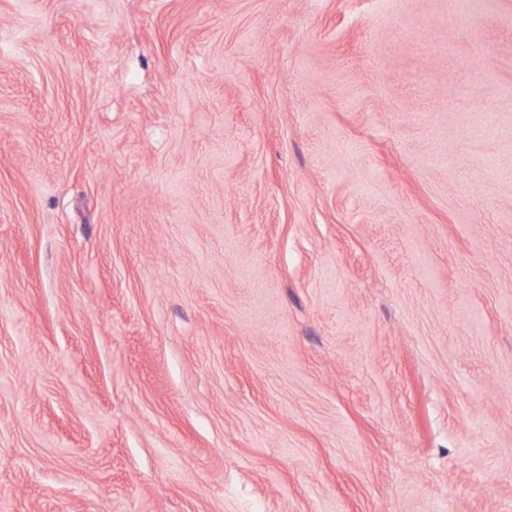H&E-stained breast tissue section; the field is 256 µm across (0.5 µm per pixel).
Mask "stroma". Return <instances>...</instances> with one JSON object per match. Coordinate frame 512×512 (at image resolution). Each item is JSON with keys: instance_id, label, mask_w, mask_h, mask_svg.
I'll use <instances>...</instances> for the list:
<instances>
[{"instance_id": "stroma-1", "label": "stroma", "mask_w": 512, "mask_h": 512, "mask_svg": "<svg viewBox=\"0 0 512 512\" xmlns=\"http://www.w3.org/2000/svg\"><path fill=\"white\" fill-rule=\"evenodd\" d=\"M0 512H512V0H0Z\"/></svg>"}]
</instances>
